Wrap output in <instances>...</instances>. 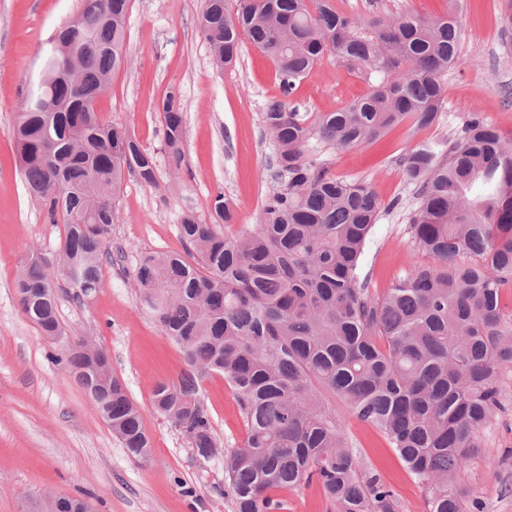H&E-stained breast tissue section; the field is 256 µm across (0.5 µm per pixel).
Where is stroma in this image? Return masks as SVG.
Listing matches in <instances>:
<instances>
[{
    "instance_id": "35a3bbf8",
    "label": "stroma",
    "mask_w": 512,
    "mask_h": 512,
    "mask_svg": "<svg viewBox=\"0 0 512 512\" xmlns=\"http://www.w3.org/2000/svg\"><path fill=\"white\" fill-rule=\"evenodd\" d=\"M202 0H131L125 43L127 64L113 77L98 106L112 123L129 127L154 160L155 182L126 179L117 201L108 248L123 260L104 262L102 286L89 304L60 286L62 340L42 335L24 315L14 280L30 251L54 263L62 225L50 223L29 197L19 173L12 137L19 103L40 72V48L76 16L81 0H0V512H28L48 494L86 499L92 512H233L224 495V457L203 459L189 440L152 407L157 382L178 381L184 356L154 318L141 309L134 281L146 251L183 249L178 225L185 204L200 221L210 219L216 194L235 210L233 230L259 223L266 197L278 187L270 164L274 143L263 112L284 99L307 122L365 95L379 73L351 70L324 55L283 96L273 63L243 43L237 65L217 71L196 22ZM342 12L368 19L412 12L444 15L448 0H336ZM459 61L442 78L443 107L437 122L414 129L400 125L363 148L342 149L313 139L306 157L331 174L372 185L383 205L367 242L364 273L384 291L425 255L410 244V218L419 186L404 158L423 143L447 153L464 122L481 115L512 141V21L503 0H467L459 15ZM179 87L186 139L182 158L164 147V118L155 109L169 86ZM89 336L112 361V372L139 406L152 439L148 459L128 456L99 418L84 390L60 363L69 342ZM201 396L221 447L242 442L243 421L223 376L206 378ZM505 409L483 433L481 454L459 482L482 512H512V389ZM348 439L364 468L379 474L399 502V512H425L421 487L376 430L347 416Z\"/></svg>"
}]
</instances>
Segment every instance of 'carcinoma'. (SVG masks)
<instances>
[{
    "label": "carcinoma",
    "mask_w": 512,
    "mask_h": 512,
    "mask_svg": "<svg viewBox=\"0 0 512 512\" xmlns=\"http://www.w3.org/2000/svg\"><path fill=\"white\" fill-rule=\"evenodd\" d=\"M129 7L130 0H84L43 44V79L28 87L13 128L27 192L50 223L63 225L56 266L34 252L15 282L25 316L46 336L62 333L55 280L79 301L100 288L125 178L154 182L153 158L97 108L125 65ZM360 26L333 0H239L234 13L228 0H203L198 16L216 69L235 62L245 39L276 64L286 95L326 53L386 74L311 127L284 101H268L263 119L284 187L265 200L260 223L222 231L232 214L219 194L211 224L189 206L183 211L184 252L137 261L139 303L186 364L178 383L154 387L156 412L176 416L208 459L204 449L216 440L202 379L224 376L238 402L245 437L224 449L234 512H282L284 496L313 481L337 512H399L394 492L361 471L328 394L394 448L423 489L426 512H465L459 475L481 454L482 433L512 386L500 377L512 365V323L502 307L512 288V146L475 115L445 158L432 143L409 151L406 168L420 184L411 244L429 261L381 294L361 275L379 196L303 161L314 134L361 148L402 123L425 128L439 118L441 76L459 56L457 16L378 19L369 38L357 35ZM158 110L177 162L185 138L180 91H167ZM60 363L76 381L112 379L103 407L112 433L131 457L145 456L151 442L141 412L112 376L110 358L71 348ZM51 512L89 506L56 496Z\"/></svg>",
    "instance_id": "obj_1"
}]
</instances>
